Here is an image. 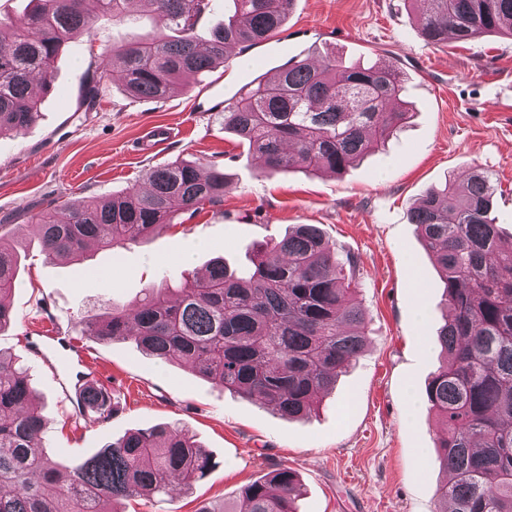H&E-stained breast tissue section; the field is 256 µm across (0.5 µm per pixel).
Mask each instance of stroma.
Returning a JSON list of instances; mask_svg holds the SVG:
<instances>
[{
    "mask_svg": "<svg viewBox=\"0 0 512 512\" xmlns=\"http://www.w3.org/2000/svg\"><path fill=\"white\" fill-rule=\"evenodd\" d=\"M420 10L416 0H293L276 35L251 49L230 48L225 65L179 81L166 99L110 85L88 111L83 89L103 52L162 30L143 0L129 6L125 22L96 12L90 32L57 58L49 89L39 93L38 120L0 135V237L20 256L0 351L31 368L47 454L66 464L127 432L167 423L189 429L217 462L192 493L137 497L124 502L125 512L229 505L244 485L278 467L298 476L299 512H437L439 427L424 389L442 364L434 336L446 290L408 214L429 188L479 169L500 185L495 210L503 238L512 237V38L430 45L420 34ZM325 52L398 64L412 114L382 150L342 174H264L247 146L225 133L223 107L204 110L207 89L221 84L229 98L287 60ZM156 124L174 127L175 138L141 152L145 128ZM180 160L224 169L223 201L183 212L139 243L90 245L79 257L45 261L29 230L38 212L66 218L71 198L145 188L149 170ZM299 224L316 225L356 259L367 333L362 355L307 416H283L187 365L149 360L131 341L79 330L106 308L136 305L147 288L203 273L215 258L244 267L257 245ZM51 328L89 349L90 370L111 380L118 411L110 420L79 421L65 399L60 384L79 371L77 360L63 365L53 349L31 352Z\"/></svg>",
    "mask_w": 512,
    "mask_h": 512,
    "instance_id": "1",
    "label": "stroma"
}]
</instances>
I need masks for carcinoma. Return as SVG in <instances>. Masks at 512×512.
I'll return each mask as SVG.
<instances>
[{"instance_id":"carcinoma-1","label":"carcinoma","mask_w":512,"mask_h":512,"mask_svg":"<svg viewBox=\"0 0 512 512\" xmlns=\"http://www.w3.org/2000/svg\"><path fill=\"white\" fill-rule=\"evenodd\" d=\"M0 42V132L38 117L34 85L51 82L62 47L88 31L84 0H35ZM101 14L126 16V0H98ZM169 33L112 50L87 82L93 108L108 83L130 95L167 98L178 80L227 62L224 49L249 48L278 33L292 0H232L233 12L206 47L194 27L206 0H146ZM424 40L467 43L512 37V0H423ZM401 69L350 62L326 53L289 61L278 73L224 101V130L248 145L269 171L342 173L379 149L408 118ZM148 188L96 201L77 198L68 217H34L45 257L137 243L182 212L224 198V170L193 163L150 170ZM497 185L473 170L429 189L409 211L446 284L450 314L435 342L443 364L426 387L441 424L435 463L449 479L437 490L440 512H512V243L494 216ZM356 261L341 255L314 224H299L254 250L250 265L228 272L218 259L177 288H150L131 309L114 307L81 329L104 340H131L157 362L190 364L202 377L282 414L310 412L319 394L360 355L365 315L351 288ZM17 255L0 240V327L11 320L4 296L16 282ZM27 370L0 352V512H122L118 505L168 493L163 475L187 492L215 467L183 428L157 425L126 433L94 455L62 467L41 445L44 419L32 402ZM81 408L107 421L108 396L89 386ZM301 485L276 468L243 487L224 512H298Z\"/></svg>"}]
</instances>
